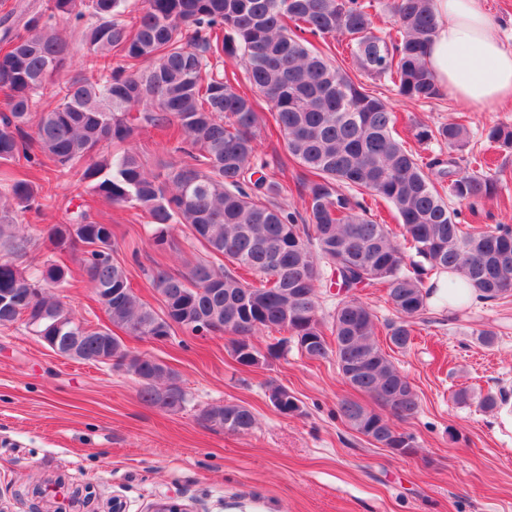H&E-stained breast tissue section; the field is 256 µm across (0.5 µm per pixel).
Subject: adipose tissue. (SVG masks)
<instances>
[{
	"label": "adipose tissue",
	"mask_w": 512,
	"mask_h": 512,
	"mask_svg": "<svg viewBox=\"0 0 512 512\" xmlns=\"http://www.w3.org/2000/svg\"><path fill=\"white\" fill-rule=\"evenodd\" d=\"M432 8L438 28L425 60L439 89L478 110L512 103V49L503 45L485 0H432ZM427 286L439 306L479 301L454 273L434 276Z\"/></svg>",
	"instance_id": "ef3b65f1"
}]
</instances>
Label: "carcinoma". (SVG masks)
I'll return each mask as SVG.
<instances>
[{
    "label": "carcinoma",
    "instance_id": "carcinoma-1",
    "mask_svg": "<svg viewBox=\"0 0 512 512\" xmlns=\"http://www.w3.org/2000/svg\"><path fill=\"white\" fill-rule=\"evenodd\" d=\"M127 0H51L50 13L22 23L0 22V326L26 324L21 308L46 307L75 324L63 333L42 329L48 344L79 343L82 360L102 356L130 360L126 372L141 377L139 395L166 409L185 403V392L162 397L157 381L178 382L170 368L147 353H135L112 335L170 336L179 327L210 334L217 318L230 339L231 355L244 366L260 355L249 337L265 328L296 337L305 357L333 354L340 373L356 370L349 386L369 396L379 410L343 398L337 411L378 448H406L399 431L419 408L409 382L375 339L377 316L354 293L381 288L397 319L387 322L389 348L403 351L422 321L431 274L456 273L483 297H512V227L476 231L458 221L447 197L470 203L491 196L499 175H477L453 155L435 158L425 172L398 139L397 116L379 97L356 84L312 40L343 35L365 72L391 83L410 101L439 96L425 63L437 19L432 0H390V31L372 28L377 0H143L137 13ZM67 24L81 31V48L64 37ZM79 72L57 93L52 107L41 98L75 52ZM240 57L254 99L236 88V72L219 69L223 57ZM270 106L288 156L305 172L302 211L284 209V192L269 164L257 161L254 129L262 104ZM144 129L168 130V151L177 161L149 173L131 146ZM466 127L448 122L417 127L416 138L464 146ZM487 138L512 147V126L495 124ZM51 171L111 205L131 204L152 226L162 247L169 228L183 224L212 256L186 271L162 268L151 275L162 296L156 311L131 286L125 266L112 257V225L98 221L83 201L67 222L12 227L26 213L53 206L39 196L30 176ZM366 192L389 203L401 229L368 216L367 205L344 192ZM47 245L57 253L79 252L82 270L109 324L94 325L67 309L52 290L72 287V271L51 258L28 255ZM331 271L344 294L331 316L326 340L317 288ZM269 401L285 415L300 411L281 385L269 386ZM230 434L256 424L244 404L226 402L205 411Z\"/></svg>",
    "mask_w": 512,
    "mask_h": 512
}]
</instances>
